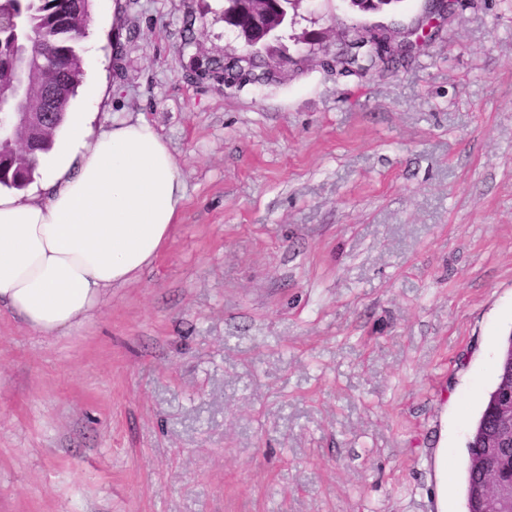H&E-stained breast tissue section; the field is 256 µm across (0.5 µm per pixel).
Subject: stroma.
Instances as JSON below:
<instances>
[{"instance_id": "obj_1", "label": "stroma", "mask_w": 512, "mask_h": 512, "mask_svg": "<svg viewBox=\"0 0 512 512\" xmlns=\"http://www.w3.org/2000/svg\"><path fill=\"white\" fill-rule=\"evenodd\" d=\"M382 14L301 0L273 81L224 0H91L95 121L144 118L185 184L139 278L45 336L0 308V512H465L466 446L512 333V0H459L420 50L328 72L303 36Z\"/></svg>"}]
</instances>
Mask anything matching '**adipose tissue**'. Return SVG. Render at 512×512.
<instances>
[{"label": "adipose tissue", "instance_id": "adipose-tissue-1", "mask_svg": "<svg viewBox=\"0 0 512 512\" xmlns=\"http://www.w3.org/2000/svg\"><path fill=\"white\" fill-rule=\"evenodd\" d=\"M103 86L83 91L63 134L39 154V181L22 195L0 186V306L52 336L71 329L166 246L185 187L165 141L147 122L95 132Z\"/></svg>", "mask_w": 512, "mask_h": 512}]
</instances>
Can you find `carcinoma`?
<instances>
[{
  "label": "carcinoma",
  "mask_w": 512,
  "mask_h": 512,
  "mask_svg": "<svg viewBox=\"0 0 512 512\" xmlns=\"http://www.w3.org/2000/svg\"><path fill=\"white\" fill-rule=\"evenodd\" d=\"M90 0H0V113L14 111L18 102L40 108L45 88L52 86L55 105L50 129L40 135L38 151L45 152L64 122L66 111L82 83L83 58L79 47L86 34ZM374 37L360 36L350 43L351 53H341L337 67L342 73L368 71L382 62L379 51L358 52ZM30 87L29 97L13 94L18 84ZM36 169V153L23 156L6 142L0 146V185L21 189L31 181ZM502 384V368L496 369L493 387L485 394L468 442L465 478V506L471 507L474 483V448L491 422V411Z\"/></svg>",
  "instance_id": "1"
}]
</instances>
